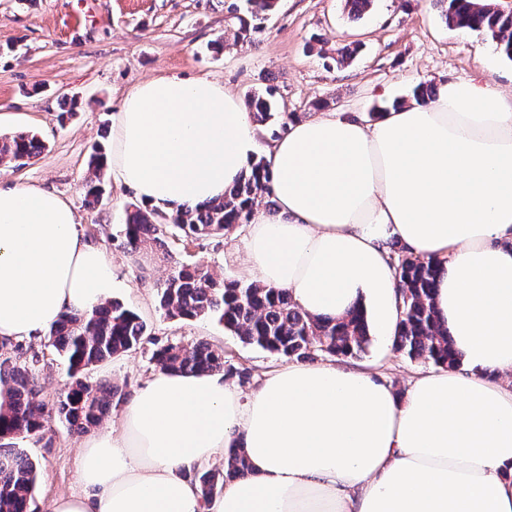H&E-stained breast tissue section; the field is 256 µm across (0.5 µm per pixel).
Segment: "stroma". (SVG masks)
<instances>
[{
    "instance_id": "stroma-1",
    "label": "stroma",
    "mask_w": 512,
    "mask_h": 512,
    "mask_svg": "<svg viewBox=\"0 0 512 512\" xmlns=\"http://www.w3.org/2000/svg\"><path fill=\"white\" fill-rule=\"evenodd\" d=\"M230 0H0V136L34 132L42 153L28 164L0 165V187L51 190L73 206L80 231L113 261L112 297L146 322L153 343L92 367L90 380H108L133 395L156 372L154 344L204 340L223 351L228 365L249 374L244 391L257 389L285 368L279 356L242 343L211 318H169L158 289L175 263L190 260L220 277L247 281L246 225L220 238L175 244L170 255L152 248L130 255L124 247L125 209L136 203L103 170L105 193L84 199L93 178L94 144L112 141V114L139 82L163 75H206L240 97L271 93L280 112L304 119L333 112L369 120L374 108L409 101L423 82L490 81L512 93V60L486 34L449 27L434 0H374L362 19L349 18L342 0H278L251 39L210 44L223 34ZM362 49L348 64L335 57L344 44ZM355 366L404 393L431 370L393 347L371 345ZM83 438L53 419L40 442L24 447L38 467L31 512H49L53 498L80 492L74 459Z\"/></svg>"
}]
</instances>
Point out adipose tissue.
I'll list each match as a JSON object with an SVG mask.
<instances>
[{
    "instance_id": "1",
    "label": "adipose tissue",
    "mask_w": 512,
    "mask_h": 512,
    "mask_svg": "<svg viewBox=\"0 0 512 512\" xmlns=\"http://www.w3.org/2000/svg\"><path fill=\"white\" fill-rule=\"evenodd\" d=\"M259 134L221 82L163 76L125 94L109 162L120 188L174 213L222 199ZM266 160L275 204L249 222L251 282L315 316L361 307L388 342L399 240L442 269L434 302L460 367L420 374L401 396L332 363L283 368L250 393L211 373L157 372L119 429L83 443V490L51 512H512V95L451 82L370 124L316 113ZM113 286L68 200L0 188V341L37 338ZM237 449L248 475L203 500L188 471Z\"/></svg>"
}]
</instances>
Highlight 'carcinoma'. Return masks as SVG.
I'll return each mask as SVG.
<instances>
[{"label":"carcinoma","mask_w":512,"mask_h":512,"mask_svg":"<svg viewBox=\"0 0 512 512\" xmlns=\"http://www.w3.org/2000/svg\"><path fill=\"white\" fill-rule=\"evenodd\" d=\"M444 5L448 26L482 32L512 60V8L497 0H438ZM234 23L210 44L215 52L224 49L227 35L235 41L250 38V24L228 8ZM253 121L265 123L278 116L274 102L254 94L246 100ZM44 148L34 134L0 138V164L22 165ZM271 194L265 158L255 160L250 172L224 199L202 208L169 214L159 208L138 205L126 212L124 237L135 253L149 245L166 252L179 240L184 245L203 238L222 236L251 218L259 197ZM396 259L400 296V320L393 346L411 359H424L437 367L456 368L459 358L442 328L432 304L437 268L430 260L413 256L399 242L391 245ZM159 307L170 318L193 320L214 318L224 329L247 344L288 361L315 360L322 356L358 358L371 345L368 323L359 307L339 317H314L297 307L285 289L265 288L253 283L224 280L193 262H182L169 274L158 291ZM49 346L65 358L70 382L66 391L49 404L39 399V374L45 355L28 353L22 344L0 343V512H30L37 469L16 439H40L55 417L82 434L98 426L123 398L122 390L107 382H91L85 370L117 358L144 343L147 325L134 311L118 301L105 302L91 310L62 314L48 331ZM152 361L161 370L180 373L248 374L224 369V356L205 342L168 343L158 346ZM248 471L243 453L236 451L224 461L223 469L198 467L188 474L205 499L224 490V484Z\"/></svg>","instance_id":"1"}]
</instances>
